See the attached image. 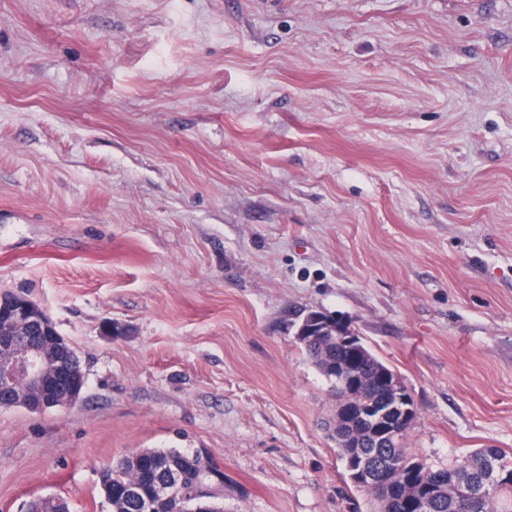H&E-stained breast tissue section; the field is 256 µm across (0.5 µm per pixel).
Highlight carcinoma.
I'll return each instance as SVG.
<instances>
[{"label": "carcinoma", "mask_w": 512, "mask_h": 512, "mask_svg": "<svg viewBox=\"0 0 512 512\" xmlns=\"http://www.w3.org/2000/svg\"><path fill=\"white\" fill-rule=\"evenodd\" d=\"M296 341L330 383L331 392H336L329 365L350 360L345 347L334 338L307 341L298 337ZM379 366L384 363L373 355L370 362L356 367L363 376V404L379 402L386 396L378 376ZM407 437L405 432L379 445L373 443L365 453L370 469L382 456L391 458L396 465L393 495H385L384 485L377 480L363 487L378 502L379 512H512V454L498 448H480L446 466L432 467L407 448ZM160 458L178 465L184 474L183 484L166 500L155 498L158 484L166 480L158 465ZM218 473L213 460L200 453L148 448L132 451L101 470L98 484L101 495H106L108 489L112 491V512H143L142 503L149 498L154 499L155 512H183L184 501ZM466 483L471 486V494L458 496L455 489Z\"/></svg>", "instance_id": "cac0c4a2"}]
</instances>
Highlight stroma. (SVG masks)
<instances>
[{"mask_svg": "<svg viewBox=\"0 0 512 512\" xmlns=\"http://www.w3.org/2000/svg\"><path fill=\"white\" fill-rule=\"evenodd\" d=\"M79 400L0 408V512L212 456L224 512H376L290 315L343 319L434 466L512 452V0H0V291ZM9 305L12 308V312L16 313L18 320L22 321V320H26L29 318H33L32 320H29L27 322V324H29L34 319H37L41 322V324L45 330L51 329L53 322L49 318V316L47 314H43L40 311H35L33 309L32 304L24 297L11 299L9 301Z\"/></svg>", "mask_w": 512, "mask_h": 512, "instance_id": "35a3bbf8", "label": "stroma"}]
</instances>
